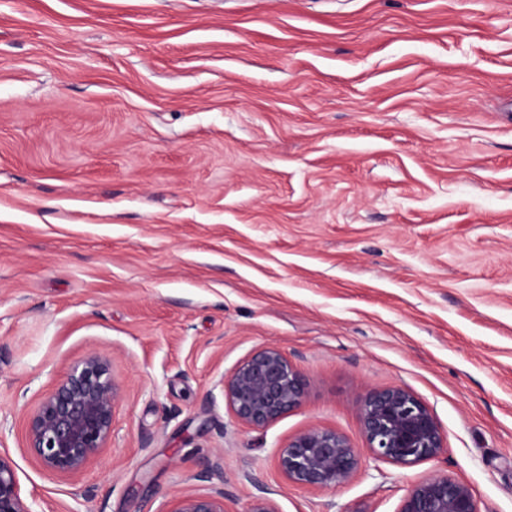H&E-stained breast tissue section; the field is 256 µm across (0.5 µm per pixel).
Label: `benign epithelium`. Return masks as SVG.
Listing matches in <instances>:
<instances>
[{"instance_id":"7a95c632","label":"benign epithelium","mask_w":512,"mask_h":512,"mask_svg":"<svg viewBox=\"0 0 512 512\" xmlns=\"http://www.w3.org/2000/svg\"><path fill=\"white\" fill-rule=\"evenodd\" d=\"M309 383L305 374L275 346L247 355L215 384L235 417L265 428L303 406ZM122 397L109 359L91 353L70 367L30 415L29 451L43 467L76 476L99 457L112 439L115 411ZM360 421L368 456L401 468L438 457L445 435L433 411L410 389H370L361 396ZM277 468L288 482L311 490H336L362 469L363 457L348 440L328 428L313 426L279 449ZM0 512H33L16 469L0 453ZM164 512H226L224 488L169 501ZM397 512H480L469 484L447 474L415 483Z\"/></svg>"}]
</instances>
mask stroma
Listing matches in <instances>:
<instances>
[{"mask_svg":"<svg viewBox=\"0 0 512 512\" xmlns=\"http://www.w3.org/2000/svg\"><path fill=\"white\" fill-rule=\"evenodd\" d=\"M309 380L263 429L215 381L264 346ZM106 355L112 440L74 478L26 448ZM405 386L443 452L343 488L276 468L312 426L365 449ZM0 445L34 512H396L415 482L512 512V0H0ZM164 512H227L224 487L213 485L204 493L175 497Z\"/></svg>","mask_w":512,"mask_h":512,"instance_id":"1","label":"stroma"}]
</instances>
